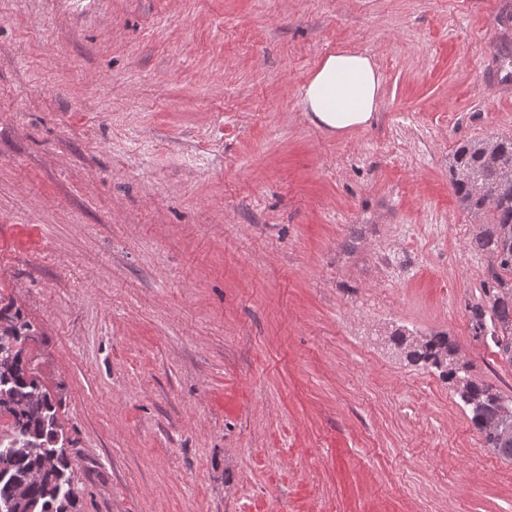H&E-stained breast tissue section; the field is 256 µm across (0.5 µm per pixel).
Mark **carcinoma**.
Returning a JSON list of instances; mask_svg holds the SVG:
<instances>
[{
    "instance_id": "obj_1",
    "label": "carcinoma",
    "mask_w": 512,
    "mask_h": 512,
    "mask_svg": "<svg viewBox=\"0 0 512 512\" xmlns=\"http://www.w3.org/2000/svg\"><path fill=\"white\" fill-rule=\"evenodd\" d=\"M448 171L455 195L479 223L470 246L491 257L483 296L467 305L473 337L491 341L512 362V138L492 137L456 149ZM31 325L19 309L0 307V512H78L68 449L59 442L54 398L27 359ZM406 357L434 368L458 395L484 447L512 460V397L480 383L446 335L409 344Z\"/></svg>"
}]
</instances>
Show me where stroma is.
Here are the masks:
<instances>
[{"label": "stroma", "instance_id": "35a3bbf8", "mask_svg": "<svg viewBox=\"0 0 512 512\" xmlns=\"http://www.w3.org/2000/svg\"><path fill=\"white\" fill-rule=\"evenodd\" d=\"M512 0H0V306L33 328L80 512H512V461L391 341L473 379L463 143L512 137ZM382 75L336 135L303 87ZM381 84L368 56L349 50L329 54L304 86L303 110L317 127L346 133L370 123Z\"/></svg>", "mask_w": 512, "mask_h": 512}]
</instances>
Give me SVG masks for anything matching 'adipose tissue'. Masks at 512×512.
<instances>
[{
  "mask_svg": "<svg viewBox=\"0 0 512 512\" xmlns=\"http://www.w3.org/2000/svg\"><path fill=\"white\" fill-rule=\"evenodd\" d=\"M382 76L371 59L344 50L328 55L303 90L309 121L330 132L368 125L377 108Z\"/></svg>",
  "mask_w": 512,
  "mask_h": 512,
  "instance_id": "ef3b65f1",
  "label": "adipose tissue"
}]
</instances>
